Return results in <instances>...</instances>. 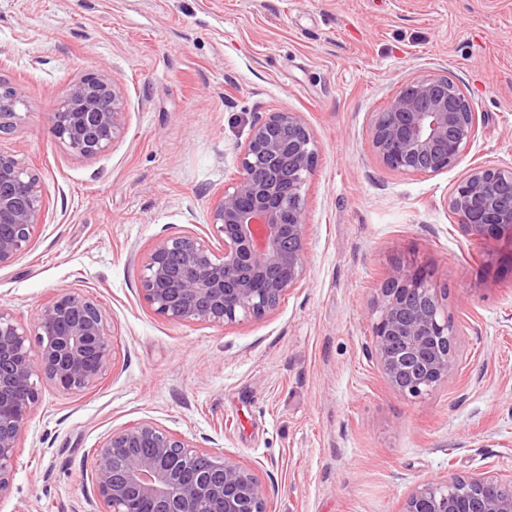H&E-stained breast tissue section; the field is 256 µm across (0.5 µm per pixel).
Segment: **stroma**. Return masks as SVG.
Here are the masks:
<instances>
[{
    "label": "stroma",
    "instance_id": "1",
    "mask_svg": "<svg viewBox=\"0 0 512 512\" xmlns=\"http://www.w3.org/2000/svg\"><path fill=\"white\" fill-rule=\"evenodd\" d=\"M105 67L126 127L78 158L49 114ZM438 71L472 100L477 139L437 175L388 170L374 114ZM0 83L25 95L0 150L46 197L37 235L0 268V307L31 326L59 289H79L115 350L85 393L43 388L0 512H87L95 448L141 420L249 466L269 512H402L451 473L512 477V242L464 236L446 206L472 161L512 165V0H0ZM274 111L300 113L318 147L303 282L231 326L154 313L134 254L210 238L240 144ZM402 261L444 288L455 329L457 371L418 398L369 353L379 289Z\"/></svg>",
    "mask_w": 512,
    "mask_h": 512
}]
</instances>
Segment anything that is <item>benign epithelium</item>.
I'll use <instances>...</instances> for the list:
<instances>
[{"label": "benign epithelium", "instance_id": "obj_1", "mask_svg": "<svg viewBox=\"0 0 512 512\" xmlns=\"http://www.w3.org/2000/svg\"><path fill=\"white\" fill-rule=\"evenodd\" d=\"M23 104L22 89L0 92L1 134L16 126ZM125 118L126 99L103 70L74 82L49 120L71 155L91 159L122 135ZM478 132L471 99L446 74L405 81L371 124L380 162L405 175L456 166ZM316 160L300 113L270 112L253 123L239 146L238 176L210 208L222 250L187 233L159 239L137 256L145 303L176 323L232 325L275 310L304 279L303 192ZM446 204L464 235L512 240V166L471 164ZM45 209L38 179L0 151V267L29 246ZM379 294L371 354L392 388L418 397L457 368L441 289L423 270L397 265ZM114 356L105 311L77 289L58 290L32 331L0 307V495L13 484L39 386L78 395L108 372ZM92 479L94 512H268L269 489L250 467L197 450L150 420L107 434L95 449ZM511 485L498 476L451 475L416 487L402 512H512V496L499 494Z\"/></svg>", "mask_w": 512, "mask_h": 512}]
</instances>
